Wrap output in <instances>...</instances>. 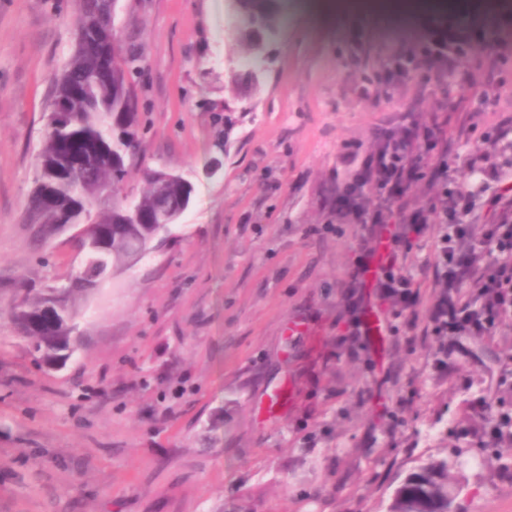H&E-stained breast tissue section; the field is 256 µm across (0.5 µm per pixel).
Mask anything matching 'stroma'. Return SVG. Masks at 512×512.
Wrapping results in <instances>:
<instances>
[{
    "mask_svg": "<svg viewBox=\"0 0 512 512\" xmlns=\"http://www.w3.org/2000/svg\"><path fill=\"white\" fill-rule=\"evenodd\" d=\"M281 2L247 83L228 0H119L145 124L122 194L138 199L157 169L194 193L142 259L81 298L80 347L49 367L9 305L80 265L71 231L39 251L24 222L80 0H0V512H386L409 472L441 459L464 512H512V313L485 336L435 335L448 226L396 243L410 285L383 299L361 274L380 236L336 209L360 168L351 151L450 94L468 109L449 138L496 137L491 160L512 173V34L472 30L488 0L414 31L399 14L316 25L307 0ZM420 43L459 46V74L376 82L395 48ZM372 311L384 335L368 334Z\"/></svg>",
    "mask_w": 512,
    "mask_h": 512,
    "instance_id": "obj_1",
    "label": "stroma"
}]
</instances>
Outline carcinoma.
Wrapping results in <instances>:
<instances>
[{"instance_id": "cac0c4a2", "label": "carcinoma", "mask_w": 512, "mask_h": 512, "mask_svg": "<svg viewBox=\"0 0 512 512\" xmlns=\"http://www.w3.org/2000/svg\"><path fill=\"white\" fill-rule=\"evenodd\" d=\"M112 0H81L77 28L91 38V27L110 17ZM240 35L256 51L259 67L268 31L280 22L279 0H240ZM98 56L74 54L56 84L54 100L67 107L63 124L46 133L39 153L42 170L39 190L28 203L27 219L37 218L33 235L46 244L58 224H91L98 248L85 255L84 264L60 295L55 290L25 296L12 304L10 316L17 332L35 340L43 361L65 357L76 317V296L89 292L87 284L102 279L124 263L161 231L153 222L158 209L177 212L183 191L171 186L161 195L153 181L134 204L118 200L129 166L138 160L136 92L133 83L114 87L99 83L94 73ZM112 199V208L97 209L101 198ZM448 512V461H431L410 473L394 491L388 512Z\"/></svg>"}]
</instances>
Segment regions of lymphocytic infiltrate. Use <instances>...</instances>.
Returning <instances> with one entry per match:
<instances>
[{"instance_id":"obj_1","label":"lymphocytic infiltrate","mask_w":512,"mask_h":512,"mask_svg":"<svg viewBox=\"0 0 512 512\" xmlns=\"http://www.w3.org/2000/svg\"><path fill=\"white\" fill-rule=\"evenodd\" d=\"M432 57L439 62L434 73L436 81L454 75L455 49H424L413 53L392 52L381 79L387 83L406 80ZM457 164L480 175L482 191L491 194L489 205L496 212L497 221L487 236L486 245L497 252L499 261L493 276H485L481 271L472 274L475 287L487 296L485 312L473 309L470 296L459 294L450 299L445 308L431 315L430 321L439 335L451 338L465 333L478 336L487 333L494 318L512 311V173L489 164L487 147L476 145L465 149L460 143L449 141L443 121L435 119L423 126H412L403 135L385 134L381 153L369 154L363 159L367 180L373 182L380 198L391 202V209H368L361 198L362 183L358 181L342 195L349 214L358 223L387 224L395 209L404 208L414 182L427 176L443 184L444 204L410 211L402 217L398 235L406 238L421 234L431 213L439 223L452 225V235L444 238L440 248L444 274L452 279L459 266L456 243L466 235L459 216L470 212L472 197L471 192L447 185Z\"/></svg>"}]
</instances>
